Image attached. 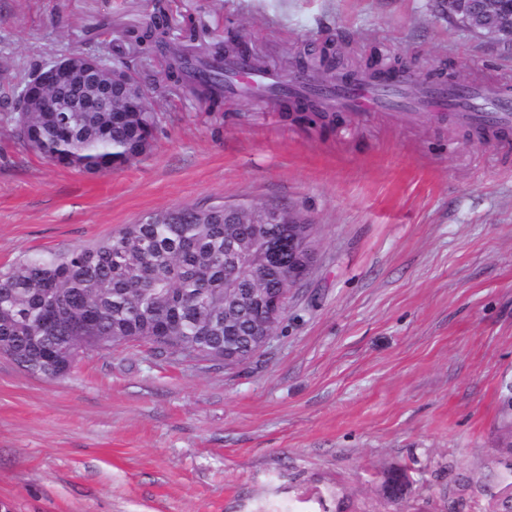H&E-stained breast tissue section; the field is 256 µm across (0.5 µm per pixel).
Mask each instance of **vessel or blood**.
<instances>
[{"label":"vessel or blood","instance_id":"obj_1","mask_svg":"<svg viewBox=\"0 0 512 512\" xmlns=\"http://www.w3.org/2000/svg\"><path fill=\"white\" fill-rule=\"evenodd\" d=\"M224 75V94L229 98L245 97L270 106L286 96L315 95L327 108L339 112H379L402 104L407 86L402 76L362 83L342 76L321 94L312 81L284 82L278 72L256 67L241 56L225 61ZM424 104L436 114L457 111L459 121L466 125L512 129V84L506 82L467 86L457 96L449 95L446 84L439 83L426 89Z\"/></svg>","mask_w":512,"mask_h":512}]
</instances>
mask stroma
<instances>
[{
    "label": "stroma",
    "instance_id": "stroma-1",
    "mask_svg": "<svg viewBox=\"0 0 512 512\" xmlns=\"http://www.w3.org/2000/svg\"><path fill=\"white\" fill-rule=\"evenodd\" d=\"M157 0H0V271L178 205L287 204L317 226L288 321L248 364L143 347L57 379L0 355V502L11 512H484L512 454V144L419 112L298 124L246 98L159 94L150 152L88 174L19 140L14 89L48 58L105 54ZM295 71L329 41L463 82L512 81V48L432 0H164ZM415 490L383 496L384 471Z\"/></svg>",
    "mask_w": 512,
    "mask_h": 512
}]
</instances>
